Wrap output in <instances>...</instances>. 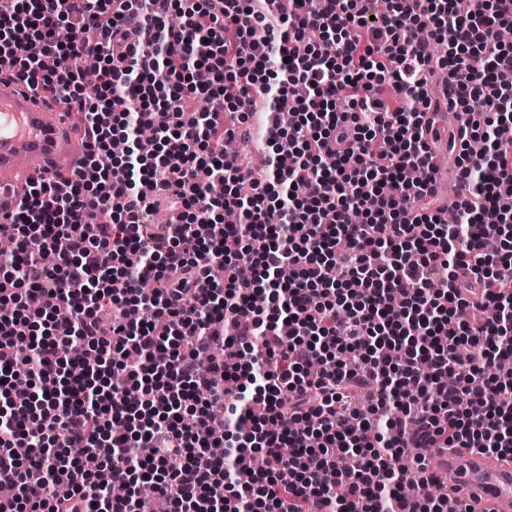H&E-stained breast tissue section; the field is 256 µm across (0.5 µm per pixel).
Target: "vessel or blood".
I'll return each mask as SVG.
<instances>
[{"label":"vessel or blood","instance_id":"1","mask_svg":"<svg viewBox=\"0 0 512 512\" xmlns=\"http://www.w3.org/2000/svg\"><path fill=\"white\" fill-rule=\"evenodd\" d=\"M66 113L54 111L42 94L0 74V219L9 218L37 179L70 173L82 150ZM456 112H430L423 126L432 155L428 194L440 200L463 191L448 178V138L459 133ZM428 473L463 497L472 512H502L512 503V462L464 449H441L428 460Z\"/></svg>","mask_w":512,"mask_h":512}]
</instances>
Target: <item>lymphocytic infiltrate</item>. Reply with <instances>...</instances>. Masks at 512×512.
<instances>
[{"label": "lymphocytic infiltrate", "mask_w": 512, "mask_h": 512, "mask_svg": "<svg viewBox=\"0 0 512 512\" xmlns=\"http://www.w3.org/2000/svg\"><path fill=\"white\" fill-rule=\"evenodd\" d=\"M9 2L0 67L82 114L84 152L0 223V343L28 350L0 363V512H146V483L168 512H451L403 493L428 449L512 456V0ZM255 90L258 174L224 149ZM444 105L452 222L422 181ZM158 184L180 221L148 240Z\"/></svg>", "instance_id": "lymphocytic-infiltrate-1"}]
</instances>
